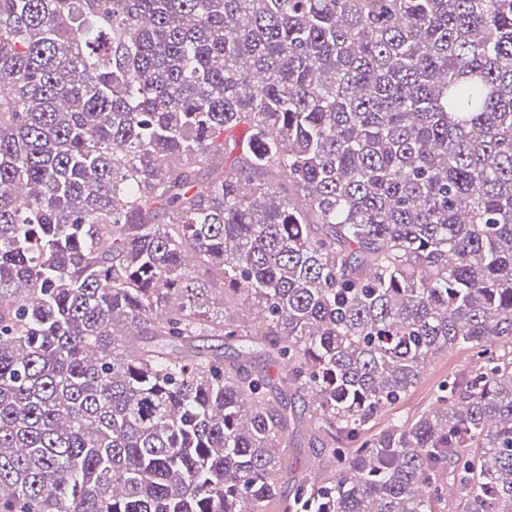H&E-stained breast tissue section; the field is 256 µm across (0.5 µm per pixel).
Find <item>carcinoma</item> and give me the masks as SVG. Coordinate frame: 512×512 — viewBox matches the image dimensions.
Here are the masks:
<instances>
[{
    "label": "carcinoma",
    "mask_w": 512,
    "mask_h": 512,
    "mask_svg": "<svg viewBox=\"0 0 512 512\" xmlns=\"http://www.w3.org/2000/svg\"><path fill=\"white\" fill-rule=\"evenodd\" d=\"M1 87L0 512H266L297 419L283 512H512V0H0ZM472 355L468 348L455 347L428 362L416 386L400 402L373 420L370 432L382 429L395 416L410 418L427 407L432 394L442 382L464 372L473 364ZM308 438L303 431L288 437L290 443L284 450L277 494L271 498L268 512H283V502L288 500L295 477L311 472V463L314 462L316 471L319 468L322 474L330 469V463L326 459L322 460L313 455Z\"/></svg>",
    "instance_id": "obj_1"
}]
</instances>
